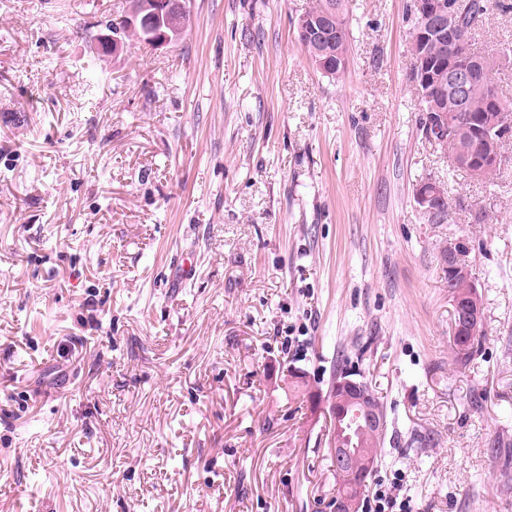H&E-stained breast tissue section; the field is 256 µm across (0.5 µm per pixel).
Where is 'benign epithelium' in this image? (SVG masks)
I'll return each instance as SVG.
<instances>
[{"instance_id":"benign-epithelium-1","label":"benign epithelium","mask_w":512,"mask_h":512,"mask_svg":"<svg viewBox=\"0 0 512 512\" xmlns=\"http://www.w3.org/2000/svg\"><path fill=\"white\" fill-rule=\"evenodd\" d=\"M418 23L409 31V48L418 57L414 85L418 87L420 100L428 103L429 112L439 119L441 131L450 134V139H468L475 146L471 152L461 151L450 155L452 163L466 169L474 179L484 177L489 164L499 160L498 125L503 113L494 98L489 99L484 112L478 116L467 114L470 108V89L476 75L477 63L463 48L461 30L463 15L450 6L447 0H413ZM143 11L153 16H164L168 26L175 28L180 22L183 11L182 0H140V8L127 17V26H136L139 14ZM297 27L302 37L320 39L327 44L333 43L334 32L330 28V16L304 12L299 16ZM453 100L457 111H448V100ZM416 202L426 213L436 212L445 204L441 187L427 182L416 190ZM448 268L454 271L456 278L477 295V277L473 270L460 263L458 245L448 243L445 256ZM451 336L462 332L475 334L483 322L478 306L467 305L458 299H451ZM341 401L355 408L353 422H363L362 428L381 434L385 431L384 419L371 410L370 395L363 383L344 379L338 383ZM350 435L345 433L343 425L330 441V452L336 463L343 468L352 467L354 460H360L355 490L343 491L334 505L335 512H359L364 496L367 478L376 466L371 453L362 455L347 446Z\"/></svg>"}]
</instances>
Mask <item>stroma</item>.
<instances>
[{
	"label": "stroma",
	"mask_w": 512,
	"mask_h": 512,
	"mask_svg": "<svg viewBox=\"0 0 512 512\" xmlns=\"http://www.w3.org/2000/svg\"><path fill=\"white\" fill-rule=\"evenodd\" d=\"M407 3L350 0L332 80L310 0H189L176 42L100 57L126 0H0V512H331L339 369L387 415L372 483L512 512V166L423 134ZM473 42L512 101V11ZM452 241L484 311L458 368ZM309 9L305 11L303 14L299 16L297 27L299 29V33L297 28L295 30V38L297 42L305 49L310 60L313 65L316 64L317 59L325 58L324 55H320L317 53L318 50H322L324 47V43L319 40L314 41L313 39L320 38L321 41H326L327 45H331L334 41L333 35L336 33V41L334 43L333 49H336V67L331 63L330 66H326L323 68L316 69L321 72L324 76L332 79H339L344 71L338 70L340 66L345 67L347 65V58L344 53L338 47L339 44V29L342 34L341 46L343 47V51H349V40H350V27H349V1L348 0H312ZM314 13V14H310ZM331 13L336 14L339 18V29L336 27V31L332 32L330 28V16L329 15H321ZM318 14V15H315ZM305 39H309L306 42ZM312 39V40H310ZM416 202L424 211L437 212L445 204V198L441 187L434 182H427L419 186L416 190Z\"/></svg>",
	"instance_id": "1"
}]
</instances>
